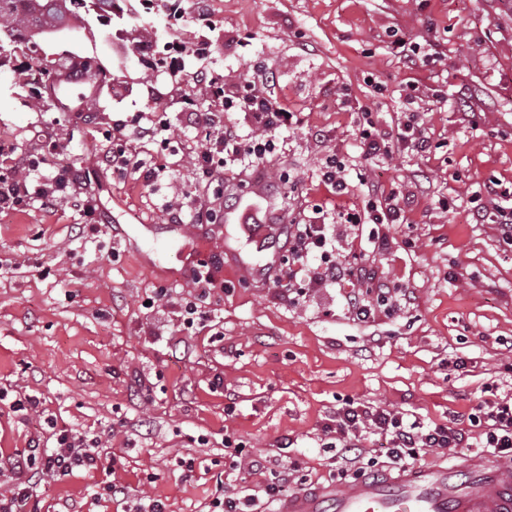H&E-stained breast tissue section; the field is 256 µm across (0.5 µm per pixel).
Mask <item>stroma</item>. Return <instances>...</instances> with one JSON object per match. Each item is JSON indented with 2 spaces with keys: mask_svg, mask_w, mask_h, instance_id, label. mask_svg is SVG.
<instances>
[{
  "mask_svg": "<svg viewBox=\"0 0 512 512\" xmlns=\"http://www.w3.org/2000/svg\"><path fill=\"white\" fill-rule=\"evenodd\" d=\"M204 21L133 16L130 31L165 48L187 47L177 68L148 67L121 55L112 30L90 25L44 39L53 60L89 56L116 91L101 88L89 119L35 109L12 69H0V135L39 153L44 137L61 152L41 165L95 175L86 195L71 193L50 211L0 214V493L11 463L47 439V418L96 437L110 472L45 478L27 512H128L143 496L167 512H209L223 490L258 489L263 475L233 466L225 440L262 456L273 471L301 463L289 491L334 484L336 459L322 427L345 399L374 403L425 424L465 420L487 388L512 397V247L491 221H477L472 199L484 181L512 191V0H204ZM439 44L446 58L410 64L395 42ZM275 77L270 91L297 112L282 132L270 182L299 214L330 208L320 183L326 151L360 161V109L395 124L401 94L437 148L375 161L373 179L411 197L403 223L383 228L390 243L376 264L401 288L397 310L353 320L352 281L293 301L239 262L253 247L224 223L183 237L168 214L177 195L208 194L190 162L196 132L182 98L197 75ZM350 102L341 105V91ZM147 113L166 124L173 146L151 186L98 169L115 120ZM329 139L319 143L316 131ZM92 214H85L83 199ZM447 207H440V199ZM220 253L227 291L203 303L208 319L185 330L182 299L196 293L186 255ZM171 290L154 301L155 288ZM35 394L39 411H13ZM193 470H185V460ZM123 486L99 495L104 482Z\"/></svg>",
  "mask_w": 512,
  "mask_h": 512,
  "instance_id": "1",
  "label": "stroma"
}]
</instances>
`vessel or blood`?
<instances>
[{
    "label": "vessel or blood",
    "instance_id": "vessel-or-blood-1",
    "mask_svg": "<svg viewBox=\"0 0 512 512\" xmlns=\"http://www.w3.org/2000/svg\"><path fill=\"white\" fill-rule=\"evenodd\" d=\"M279 210L265 181H252L224 221L246 228L257 251L268 250L257 223L272 222ZM281 512H512V467L481 454L460 465H412L357 479L343 493L321 486L289 494Z\"/></svg>",
    "mask_w": 512,
    "mask_h": 512
}]
</instances>
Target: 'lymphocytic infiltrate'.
Here are the masks:
<instances>
[{
    "instance_id": "obj_1",
    "label": "lymphocytic infiltrate",
    "mask_w": 512,
    "mask_h": 512,
    "mask_svg": "<svg viewBox=\"0 0 512 512\" xmlns=\"http://www.w3.org/2000/svg\"><path fill=\"white\" fill-rule=\"evenodd\" d=\"M268 83V78L261 74L242 83L226 81L220 75L212 76L209 97L223 103L224 109L220 112L199 105L194 94H185L190 125L204 135L201 144L192 149L191 159L205 184L223 183L225 172L233 169L268 173L278 136L299 122L297 113L272 97ZM228 112L242 114L244 126L225 122L224 115ZM130 125L139 128L144 136L157 132L156 126H142L137 115L129 124L113 125L112 146L103 154L101 163L132 179L151 180L157 177L158 169L134 154L125 133ZM360 144L362 155L367 159L389 157L401 151L423 157L432 151L430 136L413 115L398 120L395 127L388 130L382 129L371 115H364ZM0 160L9 164L7 171L0 172V213L22 211L35 204L43 209L54 208L60 193L78 182L77 177L65 171L52 177L42 175L39 162L26 161L9 138H0ZM354 177L366 187V200L362 208L341 213L340 220L350 236L366 237L374 252H385L389 242L378 227L402 223L407 199L403 193L372 184L367 169H359ZM217 261V256H210L198 261L192 271L198 294L196 300H187L181 305L180 316L185 329H192L202 320L200 300L219 291L214 275ZM353 275L376 291V300L386 299L391 292L375 264L363 263L352 269L342 263L336 238L330 232L328 213L316 204L302 219L289 224L271 283L275 289L303 297L307 292L330 287ZM469 420L472 426L481 428L483 447L492 449L498 456L512 458V399L482 400ZM323 431L331 447L336 448L338 458L349 464L357 476L366 472L361 465L362 442L369 434L388 437L389 458L401 466L429 449L454 451L466 440L465 432L457 427L411 421L403 413L354 399L337 408ZM51 437L52 446H31L13 463V484L9 495L0 494V512H23L34 487L44 477L102 467L103 456L97 439L56 429L52 430ZM299 469L298 462H290L286 472L266 481L256 494L244 490L220 494L211 503L212 512H249L259 500L276 499L284 491L289 474Z\"/></svg>"
}]
</instances>
